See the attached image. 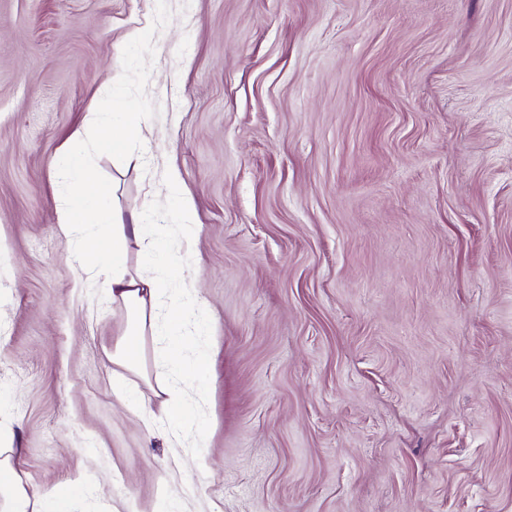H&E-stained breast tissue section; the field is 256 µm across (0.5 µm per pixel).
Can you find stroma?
Returning a JSON list of instances; mask_svg holds the SVG:
<instances>
[{"instance_id": "obj_1", "label": "stroma", "mask_w": 512, "mask_h": 512, "mask_svg": "<svg viewBox=\"0 0 512 512\" xmlns=\"http://www.w3.org/2000/svg\"><path fill=\"white\" fill-rule=\"evenodd\" d=\"M114 104L146 115L135 150L76 153L208 319L177 351L212 354L180 447L113 394L128 312L56 224L60 151ZM0 247V414L28 491L71 512H512V0H0ZM36 502L43 505L42 509H30L36 512H70L69 499L66 495L54 489L43 490L38 493Z\"/></svg>"}]
</instances>
